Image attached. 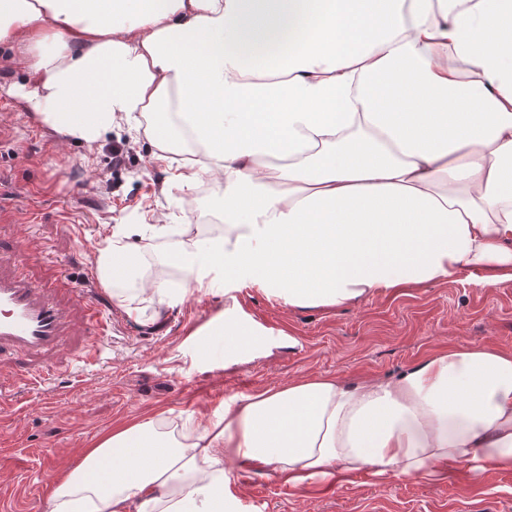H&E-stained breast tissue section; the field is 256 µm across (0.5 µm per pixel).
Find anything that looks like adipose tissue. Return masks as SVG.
<instances>
[{
    "label": "adipose tissue",
    "instance_id": "ef3b65f1",
    "mask_svg": "<svg viewBox=\"0 0 512 512\" xmlns=\"http://www.w3.org/2000/svg\"><path fill=\"white\" fill-rule=\"evenodd\" d=\"M15 91L55 134L147 126L174 186L224 184V234L170 263L223 284L214 353L296 346L244 312L358 305L480 272L512 283V0H0ZM137 244L99 249L117 287ZM113 429L51 512H240L229 461L291 486L512 470V351L452 346L398 374L297 379L224 403L181 440Z\"/></svg>",
    "mask_w": 512,
    "mask_h": 512
}]
</instances>
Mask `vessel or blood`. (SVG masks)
<instances>
[{
    "mask_svg": "<svg viewBox=\"0 0 512 512\" xmlns=\"http://www.w3.org/2000/svg\"><path fill=\"white\" fill-rule=\"evenodd\" d=\"M89 331L105 335L108 321L91 301L82 305ZM65 328L58 304L44 300L30 288L22 272L0 274V352L10 350L22 356H37L53 350Z\"/></svg>",
    "mask_w": 512,
    "mask_h": 512,
    "instance_id": "b4317fda",
    "label": "vessel or blood"
}]
</instances>
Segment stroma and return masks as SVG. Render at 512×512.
<instances>
[{
    "label": "stroma",
    "instance_id": "35a3bbf8",
    "mask_svg": "<svg viewBox=\"0 0 512 512\" xmlns=\"http://www.w3.org/2000/svg\"><path fill=\"white\" fill-rule=\"evenodd\" d=\"M17 54L0 45V273L14 249L27 251L26 276L45 295L66 304L69 328L59 346L32 361L59 386L42 394L25 385L10 355L0 356V395L15 412L0 416V512H50L55 476L74 468L85 448L112 429L165 413L163 429L180 438L189 415L221 412L225 400L277 388L302 377L342 374L352 379L394 375L451 346L485 344L512 350V283L485 286L476 276L427 288H404L359 306L289 308L247 288L239 300L257 320L296 337L297 347L230 368L198 361L190 337L212 330L227 301L222 289L200 292L190 278L153 272L167 264L197 217H222L224 185L203 179L189 190L170 187L171 172L151 160L148 138L129 128L87 145L44 128L11 86L27 84ZM124 150L114 163L113 146ZM38 205L37 224H18L17 209ZM166 215L169 234L142 250L140 272L174 300L133 289L99 287L111 321L107 335H90L80 306L58 282L83 287L95 277V256L117 225ZM100 360L86 363L91 345ZM230 491L261 496V512H512V471L446 477H360L352 483L306 489L275 474L233 465Z\"/></svg>",
    "mask_w": 512,
    "mask_h": 512
}]
</instances>
